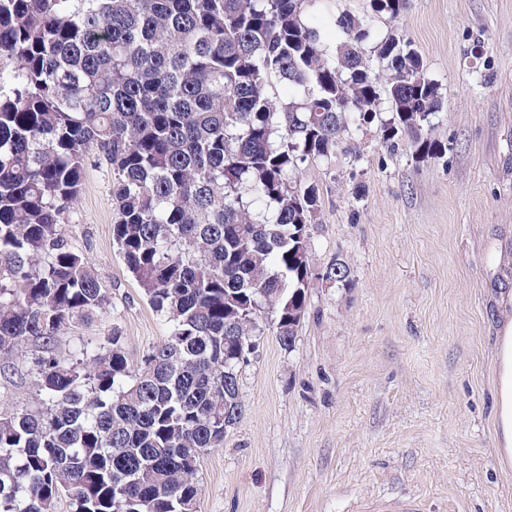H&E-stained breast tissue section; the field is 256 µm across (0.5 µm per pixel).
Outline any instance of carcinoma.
I'll return each instance as SVG.
<instances>
[{"mask_svg":"<svg viewBox=\"0 0 512 512\" xmlns=\"http://www.w3.org/2000/svg\"><path fill=\"white\" fill-rule=\"evenodd\" d=\"M329 0H0V361L33 358L37 410L0 415V512H199V451L224 442V354L279 342L305 309L308 226L322 207L293 180L336 158L349 125L418 155L442 108L411 43L375 46ZM395 19L410 0H372ZM344 41L331 53L324 24ZM282 82L297 94L272 93ZM390 117H381V105ZM112 169V238L166 339L137 366L121 336L83 359L59 332L109 302L65 225L91 165Z\"/></svg>","mask_w":512,"mask_h":512,"instance_id":"obj_1","label":"carcinoma"}]
</instances>
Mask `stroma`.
Returning <instances> with one entry per match:
<instances>
[{"label":"stroma","mask_w":512,"mask_h":512,"mask_svg":"<svg viewBox=\"0 0 512 512\" xmlns=\"http://www.w3.org/2000/svg\"><path fill=\"white\" fill-rule=\"evenodd\" d=\"M365 20L364 54L397 33L419 52L443 107L439 157L353 130L359 156L302 165L323 205L309 227L307 310L292 347L272 329L239 372L241 420L200 459V512H355L412 496L423 512H512V467L496 448L502 301L512 295V0H412L399 18L332 0ZM110 170L90 166L65 230L110 290L56 355L119 332L139 362L170 332L112 241ZM340 287L322 280L336 261ZM33 353L11 361L0 413L39 407Z\"/></svg>","instance_id":"obj_1"}]
</instances>
